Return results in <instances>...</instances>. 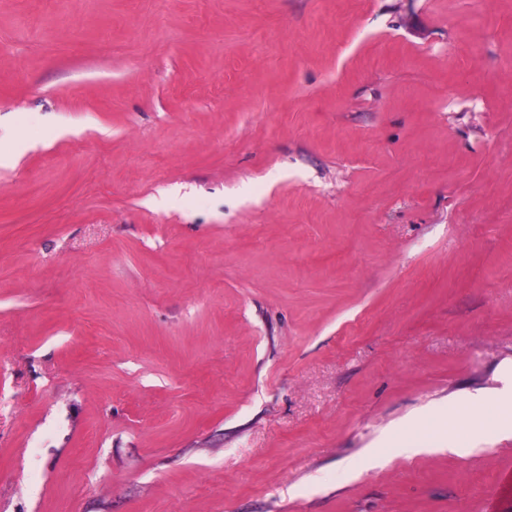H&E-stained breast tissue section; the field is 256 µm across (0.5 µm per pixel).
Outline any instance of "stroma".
<instances>
[{"label": "stroma", "instance_id": "stroma-1", "mask_svg": "<svg viewBox=\"0 0 512 512\" xmlns=\"http://www.w3.org/2000/svg\"><path fill=\"white\" fill-rule=\"evenodd\" d=\"M508 472L512 0H0V512Z\"/></svg>", "mask_w": 512, "mask_h": 512}]
</instances>
